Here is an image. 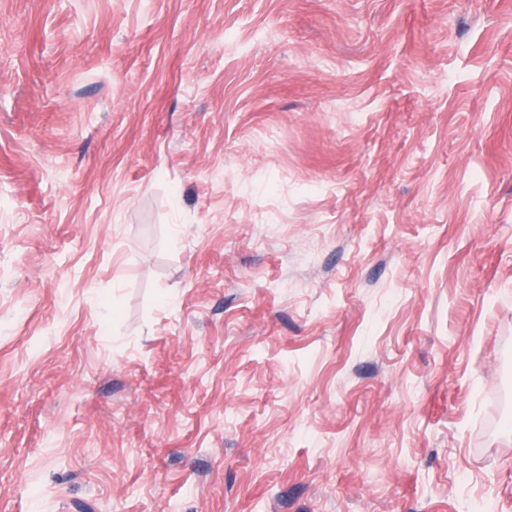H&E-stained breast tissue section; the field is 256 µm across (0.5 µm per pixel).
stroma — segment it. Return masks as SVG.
I'll list each match as a JSON object with an SVG mask.
<instances>
[{
    "instance_id": "stroma-1",
    "label": "stroma",
    "mask_w": 512,
    "mask_h": 512,
    "mask_svg": "<svg viewBox=\"0 0 512 512\" xmlns=\"http://www.w3.org/2000/svg\"><path fill=\"white\" fill-rule=\"evenodd\" d=\"M512 0H0V512H512Z\"/></svg>"
}]
</instances>
